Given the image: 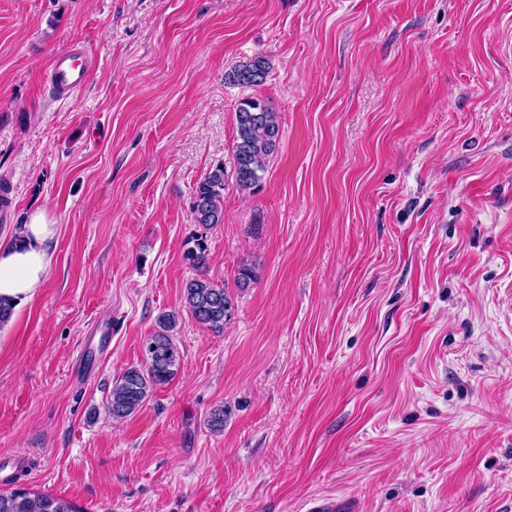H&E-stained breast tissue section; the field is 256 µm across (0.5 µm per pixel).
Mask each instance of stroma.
<instances>
[{"instance_id":"stroma-1","label":"stroma","mask_w":512,"mask_h":512,"mask_svg":"<svg viewBox=\"0 0 512 512\" xmlns=\"http://www.w3.org/2000/svg\"><path fill=\"white\" fill-rule=\"evenodd\" d=\"M77 43L93 77L53 100ZM258 54L264 84L225 83ZM249 96L279 144L196 224ZM3 184L0 237L57 224L45 288L0 326L20 486L84 512H512V0H0ZM198 237L235 299L220 333L184 302ZM169 311L173 378L113 421ZM228 181L224 161L213 165L197 184L191 214L196 224L215 226L224 221V190Z\"/></svg>"}]
</instances>
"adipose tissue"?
I'll return each mask as SVG.
<instances>
[{
    "mask_svg": "<svg viewBox=\"0 0 512 512\" xmlns=\"http://www.w3.org/2000/svg\"><path fill=\"white\" fill-rule=\"evenodd\" d=\"M57 226L47 211L31 213L10 239H0V297L25 304L44 288L55 256Z\"/></svg>",
    "mask_w": 512,
    "mask_h": 512,
    "instance_id": "obj_1",
    "label": "adipose tissue"
}]
</instances>
